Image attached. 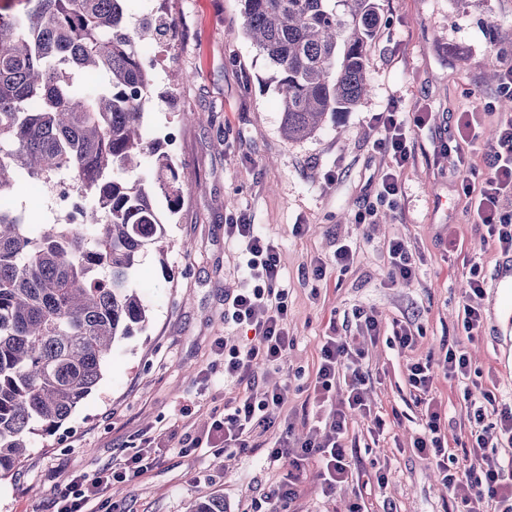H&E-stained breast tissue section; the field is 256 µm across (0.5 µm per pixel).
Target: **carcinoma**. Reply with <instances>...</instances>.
<instances>
[{
    "label": "carcinoma",
    "instance_id": "carcinoma-1",
    "mask_svg": "<svg viewBox=\"0 0 512 512\" xmlns=\"http://www.w3.org/2000/svg\"><path fill=\"white\" fill-rule=\"evenodd\" d=\"M244 33L273 67L282 132L314 135L370 89L374 0H241ZM127 0H17L0 13V479L20 468L31 435L52 433L97 386L117 340L148 322L130 274L150 247L164 252L165 215L183 183L142 124L150 63ZM106 82L84 91L87 78ZM152 160L148 175L141 160ZM51 190L68 174L80 198L69 220L36 236L7 207L18 174ZM190 512H224L209 497Z\"/></svg>",
    "mask_w": 512,
    "mask_h": 512
}]
</instances>
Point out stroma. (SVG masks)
<instances>
[{"instance_id":"obj_1","label":"stroma","mask_w":512,"mask_h":512,"mask_svg":"<svg viewBox=\"0 0 512 512\" xmlns=\"http://www.w3.org/2000/svg\"><path fill=\"white\" fill-rule=\"evenodd\" d=\"M380 24L368 51L370 91L349 112L310 138L291 142L281 131L273 70L243 32L240 0H129L140 19L166 14L176 29L153 55L143 123L149 137L176 132V165L184 193L166 234L165 254L147 251L132 286L149 321L118 341L102 377L72 416L32 439L25 465L0 480V512H53L60 486L82 474L111 469L153 439L152 463L136 478L112 482L95 500L97 512H188L192 502L219 495L224 512H266L264 495L286 478L287 460L267 459L272 438L295 439L315 425L312 390L321 340L329 329L356 331V310L381 322L364 342L371 412L354 415L345 432L352 482L325 496L316 464L305 466L293 512H453L450 489L434 462L416 454L422 395L408 380V362L431 360V395L447 411L451 452L468 438L457 380L440 362L450 344L467 346L483 386L512 390V336L503 335L494 305L498 277L512 256L501 253L473 223L455 172L440 154L456 135L459 112L483 110L479 136L466 151L485 167L502 109L489 70L512 66V43L490 50L495 28H512V0H377ZM424 112L409 125L412 156L397 196L379 194L389 158L372 123L385 108ZM194 114L185 123L184 114ZM33 225L54 223L58 203L22 185L12 198ZM369 213L368 225L356 222ZM254 224L279 253L288 298L285 359L258 368L254 388L222 380L224 351L242 347L253 331L227 318L226 303L241 281L243 257L224 235L228 224ZM399 238L412 253L417 277L389 279L387 244ZM356 247L352 266L337 268L342 244ZM326 273L313 274L316 264ZM484 281L480 335L467 337L459 311L471 265ZM409 323L412 349L392 342L394 321ZM276 388L288 398L268 412L254 448L230 454L203 447L214 417L246 391ZM386 422L375 433L374 417ZM385 473V486L376 476Z\"/></svg>"}]
</instances>
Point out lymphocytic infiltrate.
Returning <instances> with one entry per match:
<instances>
[{"instance_id":"1","label":"lymphocytic infiltrate","mask_w":512,"mask_h":512,"mask_svg":"<svg viewBox=\"0 0 512 512\" xmlns=\"http://www.w3.org/2000/svg\"><path fill=\"white\" fill-rule=\"evenodd\" d=\"M374 122L382 132L380 146L390 154L393 165L382 177L381 194L385 197L399 192V171L408 162L411 151L407 145V125L397 112L377 113ZM479 115L461 112L457 119V138L445 145L444 153L455 154L461 172V190L475 223L485 227L502 253L512 252V118L497 125L495 150L486 169H477L464 152V146L477 137ZM227 238L238 242L245 257L241 285L228 302L227 313L239 325H247L256 339L244 350H231L224 357V378L235 383L254 385L257 368L263 363L280 361L288 351L290 339L285 319L287 295L278 289L279 259L275 247L252 224H228ZM357 336L376 337L380 332L374 314L359 312ZM357 336L334 333L323 338L320 365L313 387L314 400L325 404L333 386H344L347 397L330 410L332 435L318 439L316 429L299 441H275L268 450L270 459L288 458L293 471L285 481L272 488L267 496L268 512H283L297 495L295 475L302 465L316 463L322 476L324 494L335 493L338 484L346 482L351 473L350 456L339 440L349 416L364 412V385L367 373L363 353L356 344ZM443 368L449 377L464 382L463 399L467 404L468 441L461 455L448 452L441 436L442 411L434 402H427L423 437L414 447L418 453L431 456L443 474V480L454 493L455 512H512V402L498 398L491 390L468 387L471 375L470 355L465 346L450 345ZM284 392L265 394L263 399L240 397L225 407L222 418L214 420L208 435L211 447L244 452L250 449L252 432L265 425V412L270 406L284 402ZM498 430L504 447L490 448L488 432ZM151 455L150 448L140 449L112 472L79 476L70 480L54 498L56 512H92L90 505L102 485L112 479L137 477L143 462Z\"/></svg>"}]
</instances>
